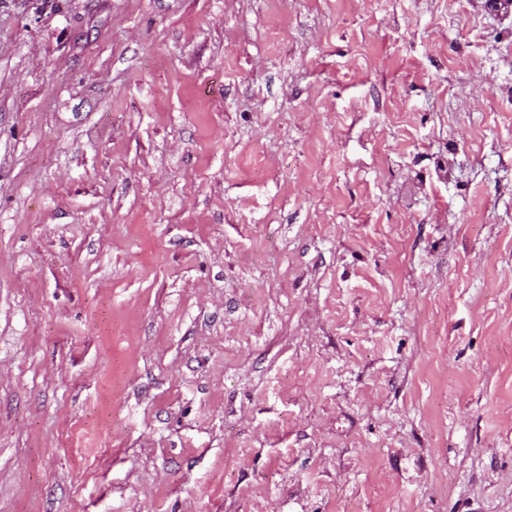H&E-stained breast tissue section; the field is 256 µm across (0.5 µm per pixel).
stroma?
Returning a JSON list of instances; mask_svg holds the SVG:
<instances>
[{"mask_svg":"<svg viewBox=\"0 0 512 512\" xmlns=\"http://www.w3.org/2000/svg\"><path fill=\"white\" fill-rule=\"evenodd\" d=\"M0 512H512V13L0 0Z\"/></svg>","mask_w":512,"mask_h":512,"instance_id":"35a3bbf8","label":"stroma"}]
</instances>
